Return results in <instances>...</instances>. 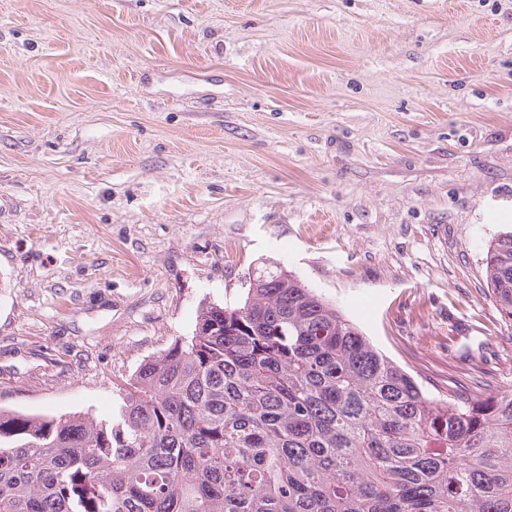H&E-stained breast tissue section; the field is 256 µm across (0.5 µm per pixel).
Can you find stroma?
Instances as JSON below:
<instances>
[{"instance_id": "35a3bbf8", "label": "stroma", "mask_w": 512, "mask_h": 512, "mask_svg": "<svg viewBox=\"0 0 512 512\" xmlns=\"http://www.w3.org/2000/svg\"><path fill=\"white\" fill-rule=\"evenodd\" d=\"M512 0H0V408L108 417L283 264L435 398L512 387ZM486 279L500 314L512 320V228L501 232L488 247Z\"/></svg>"}]
</instances>
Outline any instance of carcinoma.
Wrapping results in <instances>:
<instances>
[{
	"instance_id": "carcinoma-1",
	"label": "carcinoma",
	"mask_w": 512,
	"mask_h": 512,
	"mask_svg": "<svg viewBox=\"0 0 512 512\" xmlns=\"http://www.w3.org/2000/svg\"><path fill=\"white\" fill-rule=\"evenodd\" d=\"M486 279L512 320V229ZM0 512H512V389L435 400L281 267L119 388L0 409Z\"/></svg>"
}]
</instances>
